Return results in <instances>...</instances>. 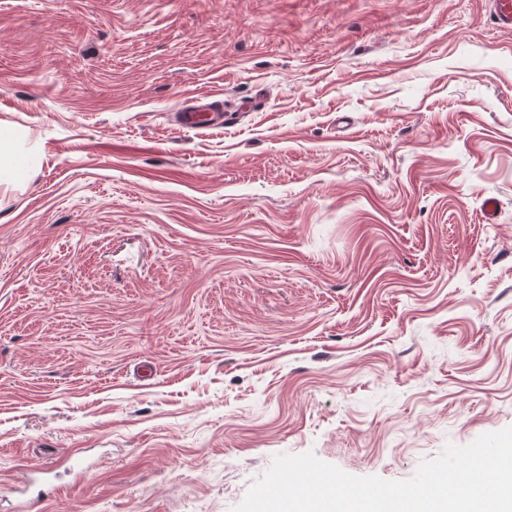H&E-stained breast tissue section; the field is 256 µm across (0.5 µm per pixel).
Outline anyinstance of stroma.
Listing matches in <instances>:
<instances>
[{
	"mask_svg": "<svg viewBox=\"0 0 512 512\" xmlns=\"http://www.w3.org/2000/svg\"><path fill=\"white\" fill-rule=\"evenodd\" d=\"M1 127L0 512H233L278 454L407 480L512 426L486 0H0ZM191 103L185 104L180 113V125H189L196 128H204L224 123L223 109L217 102L200 104L198 99H191ZM218 118L221 120L217 123Z\"/></svg>",
	"mask_w": 512,
	"mask_h": 512,
	"instance_id": "stroma-1",
	"label": "stroma"
}]
</instances>
